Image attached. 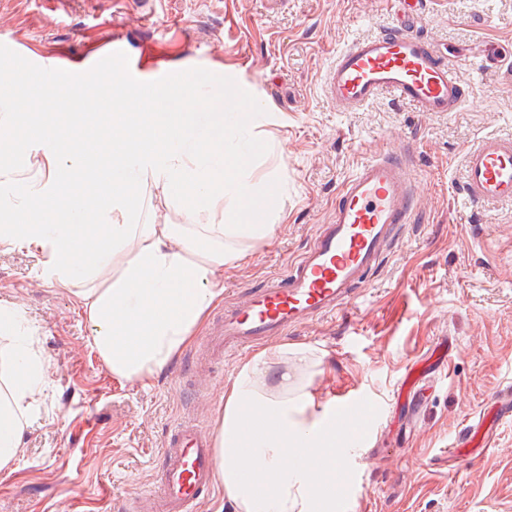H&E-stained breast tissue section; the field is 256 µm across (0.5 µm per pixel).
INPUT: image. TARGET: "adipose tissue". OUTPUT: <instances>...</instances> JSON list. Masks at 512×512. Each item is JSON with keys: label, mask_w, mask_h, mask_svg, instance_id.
I'll list each match as a JSON object with an SVG mask.
<instances>
[{"label": "adipose tissue", "mask_w": 512, "mask_h": 512, "mask_svg": "<svg viewBox=\"0 0 512 512\" xmlns=\"http://www.w3.org/2000/svg\"><path fill=\"white\" fill-rule=\"evenodd\" d=\"M172 107L143 84H45L34 73L0 79V244L37 254L43 277L84 306L109 370L142 378L192 339L221 291L226 265L270 237L284 210L271 182L252 179L261 102L221 83L177 80ZM163 197L179 224H143ZM134 257L113 274L115 257ZM24 311L0 303V468L33 421L43 367ZM305 350L258 352L226 391L214 446L216 479L236 512H336L315 465L335 466L341 437L311 396L265 372Z\"/></svg>", "instance_id": "1"}]
</instances>
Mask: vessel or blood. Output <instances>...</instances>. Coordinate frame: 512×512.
Returning <instances> with one entry per match:
<instances>
[{
	"label": "vessel or blood",
	"instance_id": "1",
	"mask_svg": "<svg viewBox=\"0 0 512 512\" xmlns=\"http://www.w3.org/2000/svg\"><path fill=\"white\" fill-rule=\"evenodd\" d=\"M325 94L340 112H354L389 95L423 113L459 111L466 92L455 68L421 31L419 13L407 6L377 35L352 41L328 66ZM463 195L474 208L512 204V137L488 135L464 156ZM412 174L395 154L357 163L336 196L330 220L281 273L226 303L209 329L196 363L223 362L240 351L336 313L367 282L413 218ZM371 406L362 393L339 397L329 413L337 431L362 436L360 414ZM339 497L353 488L344 463L315 468ZM215 450L202 425L186 417L173 424L156 470L157 491L130 512H194L215 487Z\"/></svg>",
	"mask_w": 512,
	"mask_h": 512
}]
</instances>
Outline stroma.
<instances>
[{
	"mask_svg": "<svg viewBox=\"0 0 512 512\" xmlns=\"http://www.w3.org/2000/svg\"><path fill=\"white\" fill-rule=\"evenodd\" d=\"M397 10L394 0H0V75L51 65L93 78L120 42L129 79L212 78L264 103L260 140L274 153H256L253 178L276 175L287 199L273 236L225 266L226 301L297 258L357 162L401 155L416 180L412 224L347 306L285 337L312 353L288 369L316 410L355 390L377 408L345 457L355 488L341 512H512V420L490 447H455L512 387V207L478 213L460 195L465 150L486 133L512 136V70L482 62L494 48L512 55V0H423L424 34L467 85L460 111L387 97L337 111L323 89L330 61ZM0 301L25 310L45 361L38 418L0 469V512H125L154 486L168 428L194 417L215 432L225 389L255 355L186 376L192 342L149 378L112 374L83 306L1 245ZM424 361L413 401L403 376Z\"/></svg>",
	"mask_w": 512,
	"mask_h": 512,
	"instance_id": "obj_1",
	"label": "stroma"
}]
</instances>
